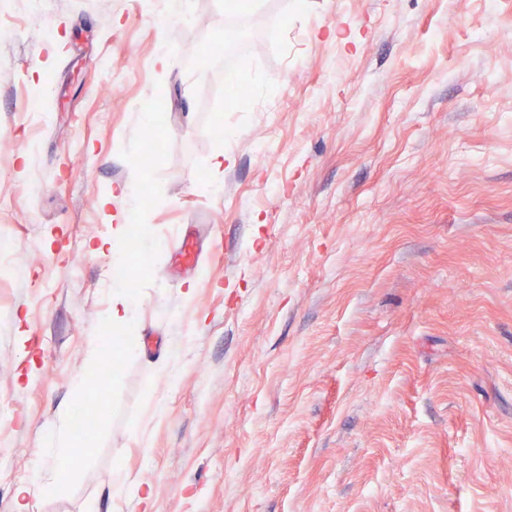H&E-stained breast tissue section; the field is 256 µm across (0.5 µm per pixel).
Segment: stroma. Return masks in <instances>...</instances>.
<instances>
[{
	"label": "stroma",
	"mask_w": 512,
	"mask_h": 512,
	"mask_svg": "<svg viewBox=\"0 0 512 512\" xmlns=\"http://www.w3.org/2000/svg\"><path fill=\"white\" fill-rule=\"evenodd\" d=\"M195 2L189 25L165 24L168 0L0 14V236L19 260L0 281V512L83 400L112 301L97 245L149 133L142 352L34 512H512V0ZM238 60L245 110L224 97ZM200 213L201 258L176 269L172 235ZM122 477L150 504L117 496Z\"/></svg>",
	"instance_id": "obj_1"
}]
</instances>
